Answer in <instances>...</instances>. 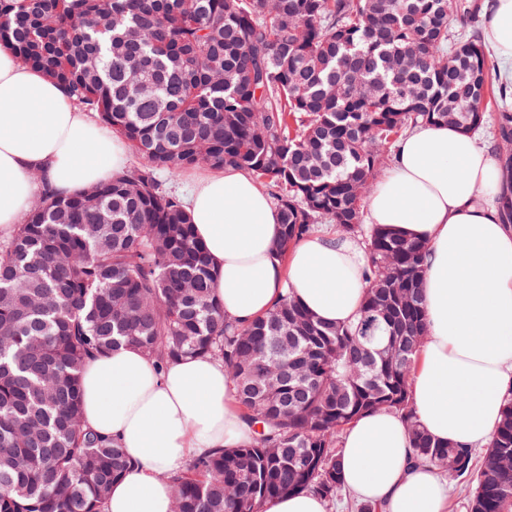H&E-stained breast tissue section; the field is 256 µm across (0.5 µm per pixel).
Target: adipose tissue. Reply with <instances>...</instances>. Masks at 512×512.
<instances>
[{
	"instance_id": "adipose-tissue-1",
	"label": "adipose tissue",
	"mask_w": 512,
	"mask_h": 512,
	"mask_svg": "<svg viewBox=\"0 0 512 512\" xmlns=\"http://www.w3.org/2000/svg\"><path fill=\"white\" fill-rule=\"evenodd\" d=\"M486 42L512 64V0H490ZM128 147L39 69L0 42V233L10 234L38 191L61 195L104 183L126 167ZM512 170L498 151L452 126L421 125L404 137L366 201L367 220L425 246L420 284L428 336L410 399L433 437L484 446L512 393V226L504 206ZM186 209L212 263L214 296L245 324L284 289L317 318L353 321L364 301L363 244L340 232L314 234L271 256L280 217L254 177L227 167L192 182ZM86 426L129 457L105 512H172L168 474L216 448L251 444L223 363L196 355L157 368L134 348L87 361L81 378ZM344 483L382 512H446L448 482L410 463L404 418L380 408L343 432Z\"/></svg>"
}]
</instances>
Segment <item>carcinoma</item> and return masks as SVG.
<instances>
[{"instance_id": "obj_1", "label": "carcinoma", "mask_w": 512, "mask_h": 512, "mask_svg": "<svg viewBox=\"0 0 512 512\" xmlns=\"http://www.w3.org/2000/svg\"><path fill=\"white\" fill-rule=\"evenodd\" d=\"M474 0H0V41L63 86L144 163L72 196L44 191L0 242V512H104L124 449L82 422L87 360L133 346L165 364L224 363L240 448L172 473L173 512H263L300 491L336 507L339 435L390 408L412 461L474 485L469 512H512V397L486 454L422 430L409 380L428 333L424 245L364 223L373 174L419 123L484 122L480 36L448 50ZM503 149L512 113L498 117ZM232 165L273 190V256L328 220L367 253L356 320H317L285 290L242 325L161 170Z\"/></svg>"}]
</instances>
